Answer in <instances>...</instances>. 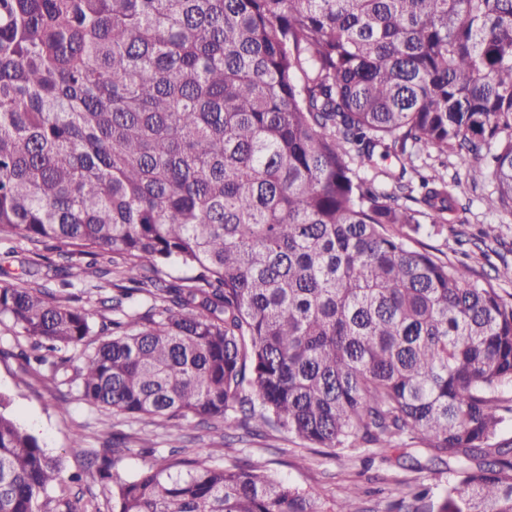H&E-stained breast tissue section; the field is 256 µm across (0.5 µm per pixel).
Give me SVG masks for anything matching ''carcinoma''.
I'll return each instance as SVG.
<instances>
[{
  "mask_svg": "<svg viewBox=\"0 0 512 512\" xmlns=\"http://www.w3.org/2000/svg\"><path fill=\"white\" fill-rule=\"evenodd\" d=\"M409 146L465 152L512 215V0H0V240L117 290L94 347L63 289L1 285L0 321L109 419L257 424L341 465L424 448L448 484L386 512H512V300L410 246L463 233ZM378 147L387 184L357 171ZM9 406L0 512H83L91 469L110 512H321L222 448L129 475L76 437L70 474Z\"/></svg>",
  "mask_w": 512,
  "mask_h": 512,
  "instance_id": "obj_1",
  "label": "carcinoma"
}]
</instances>
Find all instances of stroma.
<instances>
[{"label": "stroma", "mask_w": 512, "mask_h": 512, "mask_svg": "<svg viewBox=\"0 0 512 512\" xmlns=\"http://www.w3.org/2000/svg\"><path fill=\"white\" fill-rule=\"evenodd\" d=\"M422 160L424 173L444 169L449 176L461 178L459 217L464 230L475 232L492 225L497 229L498 238L489 242L486 250L472 247L465 251L450 233H441L429 226L421 235V242L439 257L465 260L481 279L493 277L496 267L512 265V221L501 219L484 203L491 184H471L466 178V162L457 151L443 154L430 149L423 152ZM30 258L25 240L0 242V285L25 281ZM29 345V339L20 336L10 322L0 323V392L11 397L12 414L21 425H38L37 437L51 452L63 453L77 436L82 437L85 450L99 451L108 442L110 432L115 431L125 434L128 444L127 450L118 454L117 465L133 475L171 453L191 457L198 449L222 445L223 429L191 426L179 432L158 422L151 426L156 446L152 453H145L138 441L142 422L123 419L113 430H106L99 411L69 397L67 386L58 384L43 368L26 366L17 359L19 349ZM215 462L221 466L242 462L261 468L278 480L315 492L322 512H336L346 488L354 485L365 491V505L371 512H383L386 499L397 497L399 480L418 477L432 486L448 482L444 472L407 469L394 450L387 458H377L369 464L358 460L343 467L329 456L304 448L299 440L271 432L252 438L249 447L226 450Z\"/></svg>", "instance_id": "1"}]
</instances>
